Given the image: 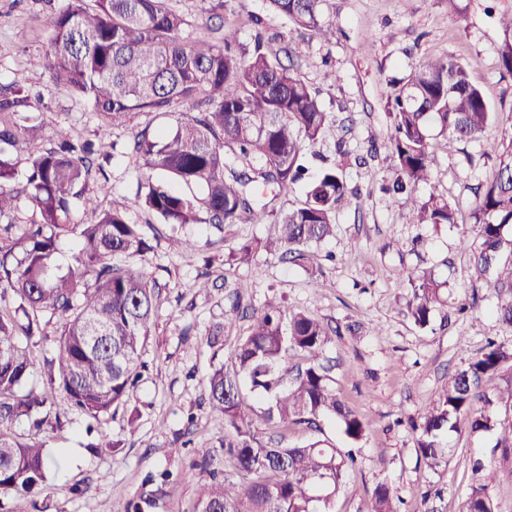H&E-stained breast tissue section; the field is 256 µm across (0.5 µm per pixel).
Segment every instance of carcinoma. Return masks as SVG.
Listing matches in <instances>:
<instances>
[{
  "mask_svg": "<svg viewBox=\"0 0 512 512\" xmlns=\"http://www.w3.org/2000/svg\"><path fill=\"white\" fill-rule=\"evenodd\" d=\"M269 10L324 40L333 28L323 20L326 0H266ZM49 32L45 73L68 86L104 123H124L132 112L165 115L178 104L189 112L168 131L144 128L132 135L123 154L142 168L135 197L158 218L147 234L129 222L126 204L98 210L97 195L112 190L113 154L101 143H74L65 135L36 150L38 107L32 85L0 82V218L17 209L25 193L38 220L21 225L23 252L0 235V298L11 295L14 315L0 314V497L15 502L7 512H30L32 491L55 466L40 441H21L12 425L25 421L41 431L66 417L48 402L47 391L28 386L34 366L16 336L42 334L43 319L60 321L58 356L47 363L46 384L61 388L71 406L97 421L129 398L144 363L140 349L157 314L160 285L143 265L131 262L153 251L166 229L254 221L265 190H285L304 179V143H314L329 124L310 86L262 37L252 46L238 42L235 24L224 19V0L208 17L212 37L189 46L185 15L168 0H65L43 20ZM503 40L499 59L512 73V13L499 17ZM391 155L398 179L385 192L411 193L431 182L432 127L459 141H474L492 120L481 91L465 67L445 55L430 59L390 99ZM25 165L22 190L13 187L16 168ZM159 171L173 184L153 179ZM94 184L95 192L89 191ZM348 192L343 173L327 168L305 185V201L277 218L278 234L232 251L233 263L250 265L260 249L288 262L304 249L333 237L335 210ZM96 211L95 222L74 218V203ZM480 242L473 251L475 273L498 291L495 314L512 332V140L498 154L491 179L478 198ZM416 224H452L448 202L432 194L414 211ZM75 235L80 249L63 268L55 253L62 236ZM413 299L406 315L425 327L444 304L443 283L424 272L407 276ZM337 330L303 312L268 308L252 312L249 333L230 358L213 370L207 404L224 418V461L234 472L214 480L198 512H334L336 497L355 464L351 452L324 440L290 446V429L317 431L336 422L352 443L366 437L357 413L336 393L321 356ZM299 357L304 365L288 366ZM512 353L490 343L480 356L448 376L438 399L413 425L417 452L430 468L448 461L447 433L495 432L512 453V376L503 374ZM266 399L263 417L274 428L265 437L245 403L243 384ZM485 466L473 464L466 512H494L482 483ZM171 474L150 477L154 488L113 504L112 512H151L166 496ZM390 487L381 483L372 512H401Z\"/></svg>",
  "mask_w": 512,
  "mask_h": 512,
  "instance_id": "1",
  "label": "carcinoma"
}]
</instances>
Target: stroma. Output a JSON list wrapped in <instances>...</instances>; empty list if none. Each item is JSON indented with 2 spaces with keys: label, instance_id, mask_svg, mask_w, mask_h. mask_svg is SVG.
Returning <instances> with one entry per match:
<instances>
[{
  "label": "stroma",
  "instance_id": "stroma-1",
  "mask_svg": "<svg viewBox=\"0 0 512 512\" xmlns=\"http://www.w3.org/2000/svg\"><path fill=\"white\" fill-rule=\"evenodd\" d=\"M61 0H0V81L27 82L41 72L48 46L42 25L47 6ZM227 19L239 23L238 40L251 44L256 34L251 16H261L270 48L305 40L307 57L298 74L315 90L333 118L323 137L306 148L311 174L321 160L340 166L350 187L336 209V235L307 248L302 264L280 262L257 253L249 266L229 264L232 248L275 232L280 213L300 205L303 186L284 190L249 224L217 231L191 224L160 238L144 262L161 285L158 318L140 356L147 365L126 405L98 424L113 440L96 447L88 433L89 417L70 409L61 425L39 438L58 465L35 495L39 512H112L115 501L140 492L147 472L186 471L172 483L157 512H194L212 482L224 471V420L206 403L208 378L246 336L248 321L228 325L224 311L233 290L245 306H275L303 311L339 331L325 355L342 399L362 417L368 436L355 450L358 466L345 480L335 512H370L377 484L391 486L405 512H464L473 461L486 463L488 492L496 512H512V455L497 449L492 432L452 431L447 464L427 467L417 456L416 433L409 425L434 402L449 373L494 340L512 349L493 313L495 289L477 278L471 249L479 243L477 197L489 180L503 143L512 141V74L500 65L502 32L497 17L512 0H328L324 11L334 28L331 42L296 28L268 11L266 0H228ZM449 54L466 67L493 114L475 141L433 134L430 149L437 166L433 185L410 195L389 197L381 185L398 176L386 144L393 131L387 100L414 70L429 59ZM44 107L31 115L39 129L36 148L48 147L58 133L76 140L124 143L142 129L167 128L181 110L166 117L132 114L125 124L101 128L86 103L51 80L37 86ZM348 128L345 155L336 152L340 128ZM113 198H126L135 224L155 223L135 198L139 167L118 156L112 161ZM447 200L450 224H415L410 215L430 194ZM193 239L197 253L183 249ZM433 271L444 282L446 304L430 324L406 316L409 288L402 272ZM224 286L202 294V272ZM477 300V309L457 317L456 305ZM223 326L222 342L209 334Z\"/></svg>",
  "mask_w": 512,
  "mask_h": 512
}]
</instances>
